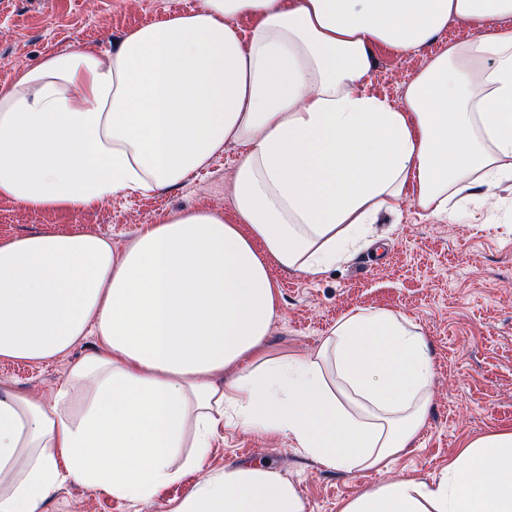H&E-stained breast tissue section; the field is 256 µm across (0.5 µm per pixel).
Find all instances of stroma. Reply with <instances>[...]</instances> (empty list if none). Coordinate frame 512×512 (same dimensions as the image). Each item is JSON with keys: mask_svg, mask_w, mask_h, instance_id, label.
I'll list each match as a JSON object with an SVG mask.
<instances>
[{"mask_svg": "<svg viewBox=\"0 0 512 512\" xmlns=\"http://www.w3.org/2000/svg\"><path fill=\"white\" fill-rule=\"evenodd\" d=\"M181 11L179 0H0V84L50 53L111 51L131 31ZM425 60L422 52L377 49L367 92L401 104ZM237 155L235 146L225 145L189 182L163 192L118 194L81 212L0 200V238L83 231L110 237L120 252L143 225L165 223L173 212L231 214ZM376 233L373 248L316 279L271 266L278 306L267 346L275 355L312 352L339 316L360 308L400 313L419 327L433 358L435 397L412 447L388 468L330 471L287 439L224 425L202 470L187 471L149 502L115 498L70 479L38 512H172L202 472L244 463L268 465L291 480L306 512H339L345 500L381 483L439 473L466 441L512 430V181L502 182L488 207L470 217L441 222L409 201ZM95 345L89 337L44 361L0 357V385L52 401L73 363Z\"/></svg>", "mask_w": 512, "mask_h": 512, "instance_id": "stroma-1", "label": "stroma"}]
</instances>
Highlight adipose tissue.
<instances>
[{"instance_id": "ef3b65f1", "label": "adipose tissue", "mask_w": 512, "mask_h": 512, "mask_svg": "<svg viewBox=\"0 0 512 512\" xmlns=\"http://www.w3.org/2000/svg\"><path fill=\"white\" fill-rule=\"evenodd\" d=\"M454 20L489 28L430 58L401 105L366 92L376 48L417 53ZM228 144L232 217L178 211L120 252L88 232L0 240V357L97 339L53 402L0 388V512H37L69 478L150 501L201 470L229 421L346 473L408 448L433 399L417 325L360 309L315 352L271 355L269 267L320 277L406 201L454 222L512 179V0H200L107 55L52 54L0 86V199L29 209L161 192ZM173 512L306 505L291 480L245 464L204 473ZM340 512H512V431Z\"/></svg>"}]
</instances>
